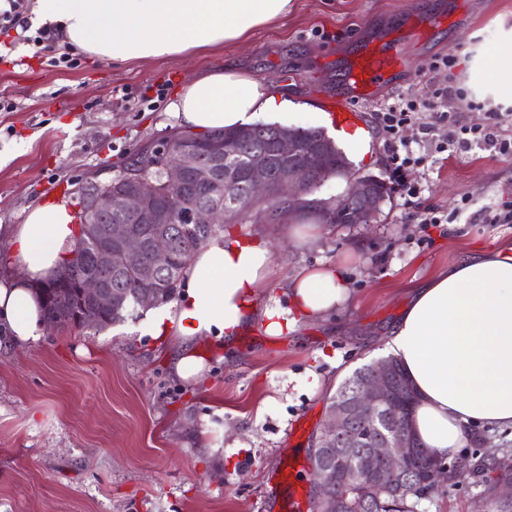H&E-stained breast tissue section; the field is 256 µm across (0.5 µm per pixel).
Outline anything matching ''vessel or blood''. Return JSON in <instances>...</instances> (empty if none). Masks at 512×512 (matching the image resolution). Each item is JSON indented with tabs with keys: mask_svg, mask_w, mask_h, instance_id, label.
I'll return each instance as SVG.
<instances>
[{
	"mask_svg": "<svg viewBox=\"0 0 512 512\" xmlns=\"http://www.w3.org/2000/svg\"><path fill=\"white\" fill-rule=\"evenodd\" d=\"M403 67L404 59L400 51L390 44L380 48L367 47L355 54L346 73L348 98L338 99L329 105L334 127L351 135L358 133L361 126L359 114L352 106L353 101H373L376 90L389 84ZM308 469L307 462L294 455L273 472V480L287 491L284 504L286 512H305L307 504L303 499L300 476Z\"/></svg>",
	"mask_w": 512,
	"mask_h": 512,
	"instance_id": "b4317fda",
	"label": "vessel or blood"
}]
</instances>
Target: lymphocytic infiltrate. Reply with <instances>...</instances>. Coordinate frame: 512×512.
<instances>
[{
	"label": "lymphocytic infiltrate",
	"instance_id": "f902f5d3",
	"mask_svg": "<svg viewBox=\"0 0 512 512\" xmlns=\"http://www.w3.org/2000/svg\"><path fill=\"white\" fill-rule=\"evenodd\" d=\"M31 0H0V31L18 28L26 34L25 41L36 54L47 57L50 66L74 68L79 60L71 52L58 51V31L50 26L32 28L28 13ZM453 92L452 87L435 86L431 97L421 98L409 94L387 104L377 114L379 127L386 136L390 154L386 163L387 178L393 189L404 198L409 219L419 224H451L465 214V207L444 214L422 202L424 186L409 180L408 173L424 164L427 157L468 149L480 144L503 156L512 155V134L507 126L512 118L507 113L489 110L487 123L483 126L464 124L458 113L442 110L441 105ZM448 129L446 138H437L436 126ZM416 128L413 138H404V128Z\"/></svg>",
	"mask_w": 512,
	"mask_h": 512
}]
</instances>
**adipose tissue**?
<instances>
[{
  "label": "adipose tissue",
  "instance_id": "1",
  "mask_svg": "<svg viewBox=\"0 0 512 512\" xmlns=\"http://www.w3.org/2000/svg\"><path fill=\"white\" fill-rule=\"evenodd\" d=\"M293 0H36L40 22L57 26L62 44L114 63L177 58L244 42L275 23ZM495 47H470L472 94L512 107V25L498 21ZM285 93L234 67L198 76L167 107L196 131L245 126L287 110ZM80 228L67 202H36L24 223L1 224L0 245L20 264L0 276V343L37 341L45 314L41 289L70 261ZM274 274L262 237L221 232L187 265L178 300L149 308L143 335L169 354L172 375L200 384L204 345L235 353L246 333L264 327L285 336L300 323L336 316L354 300L341 268L304 267L279 298L258 305ZM385 351L403 366L416 394L413 426L437 456H453L474 427L512 429V245L479 246L412 291L388 332Z\"/></svg>",
  "mask_w": 512,
  "mask_h": 512
}]
</instances>
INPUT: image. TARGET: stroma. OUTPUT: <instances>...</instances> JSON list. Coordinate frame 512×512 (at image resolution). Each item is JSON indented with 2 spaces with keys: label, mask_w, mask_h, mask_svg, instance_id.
Listing matches in <instances>:
<instances>
[{
  "label": "stroma",
  "mask_w": 512,
  "mask_h": 512,
  "mask_svg": "<svg viewBox=\"0 0 512 512\" xmlns=\"http://www.w3.org/2000/svg\"><path fill=\"white\" fill-rule=\"evenodd\" d=\"M512 22V0H294L288 17L243 44L187 57L114 64L81 54L78 67H52L23 43L0 61V224L24 223L39 201L79 203L85 178L117 174L138 151L179 127L166 110L177 88L231 65L288 88L285 126H314V113L343 93V74L368 43L396 42L406 68L362 106L369 135L350 154L356 176L384 178L389 145L376 123L384 103L453 88L467 79V34ZM425 24L427 38L409 31ZM452 56L431 75L434 58ZM426 205L470 212L512 190V156L472 146L410 171ZM305 215L268 224L247 212L232 232L275 245L268 295L304 266H342L354 292L345 312L298 333L244 336L236 356L210 361L206 381L174 378L164 348L138 320L102 330L44 327L38 341L0 346V512H281L270 482L284 452L308 457L339 383L384 357L386 335L408 293L469 249L512 240L511 224L488 218L440 229L406 217L390 193L367 224H325L312 243H292ZM321 380L311 388L308 371Z\"/></svg>",
  "instance_id": "obj_1"
}]
</instances>
